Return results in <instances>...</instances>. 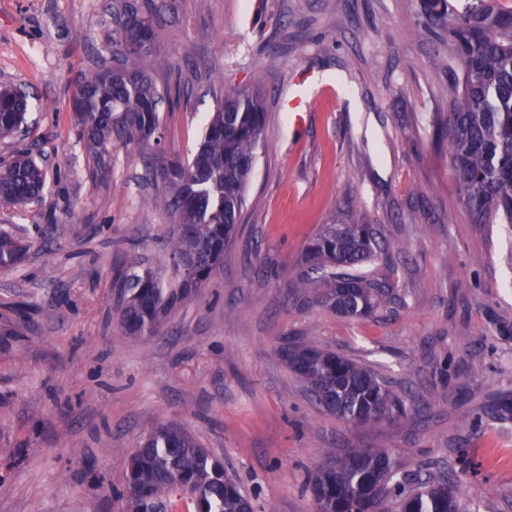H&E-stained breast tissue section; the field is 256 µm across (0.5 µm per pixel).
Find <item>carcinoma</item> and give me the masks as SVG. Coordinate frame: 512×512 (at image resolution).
Instances as JSON below:
<instances>
[{"instance_id": "cac0c4a2", "label": "carcinoma", "mask_w": 512, "mask_h": 512, "mask_svg": "<svg viewBox=\"0 0 512 512\" xmlns=\"http://www.w3.org/2000/svg\"><path fill=\"white\" fill-rule=\"evenodd\" d=\"M421 14L448 34L453 56L436 55L435 64L452 72L448 84L451 112L445 129L457 182L474 224H512V8L498 0H471L461 10L448 0H421ZM116 25L112 55L131 80L112 79L103 69L80 76L73 98L74 126L92 157L90 179L101 182L112 171L115 139L152 144L163 130L160 106L174 107L180 92L163 88L140 68L142 56L122 46L145 34L155 37L153 22L128 0H112ZM217 107L204 127L198 150L187 160L150 158L145 175L165 186L149 204L172 214L176 231L167 246L175 279L164 284L151 271L117 274L123 299L122 333L156 336L165 317L191 299L224 257L245 204L265 112L257 91L214 90ZM28 105L15 89H0V136L25 123ZM45 173L29 155L0 169V202L26 204L43 192ZM29 246L0 231V267L16 265ZM380 245L368 224H327L307 245L294 287L314 296L337 314L358 319L380 306L389 288L359 272L377 257ZM280 356L320 405L336 418L373 426L399 423L415 406L398 395L373 370L305 339L286 341ZM486 412L512 419V400L497 397ZM127 487L156 512H173L190 492L194 512H251L252 502L210 450L174 424L156 427L130 456ZM315 512H382L390 497L400 512H465L460 479L454 472L417 473L397 478L385 448H350L321 464L310 476Z\"/></svg>"}]
</instances>
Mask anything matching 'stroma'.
Segmentation results:
<instances>
[{"label":"stroma","instance_id":"1","mask_svg":"<svg viewBox=\"0 0 512 512\" xmlns=\"http://www.w3.org/2000/svg\"><path fill=\"white\" fill-rule=\"evenodd\" d=\"M158 49L141 61L179 82L163 111L167 159L195 153L212 85L255 88L266 121L246 204L224 258L155 337L121 339L116 269L163 282L174 223L146 208L144 149L87 175L72 99L81 72L112 63V0H0V83L27 87L38 203H0V231L30 242L0 268V512H125L129 458L174 423L209 448L254 512H314L306 486L349 448H387L398 475L457 471L467 512H512V421L484 414L512 391V224L472 223L438 136L448 117L446 40L419 0H134ZM316 83L298 84L301 70ZM307 99L301 125L284 101ZM369 224L367 267L392 294L348 319L297 295L308 241L330 223ZM305 336L387 379L417 412L346 424L326 412L278 348Z\"/></svg>","mask_w":512,"mask_h":512}]
</instances>
